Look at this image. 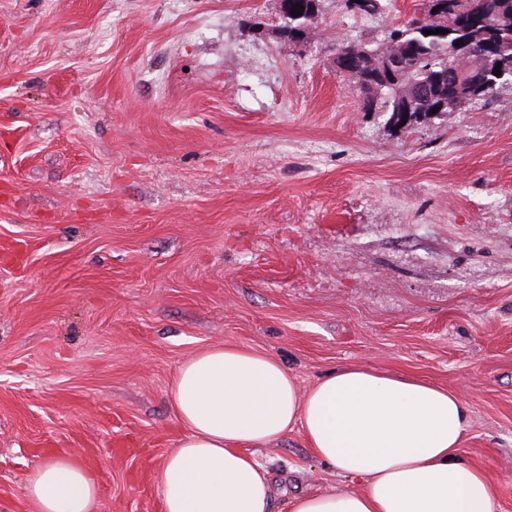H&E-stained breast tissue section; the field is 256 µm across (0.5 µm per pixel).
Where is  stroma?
Returning <instances> with one entry per match:
<instances>
[{
    "mask_svg": "<svg viewBox=\"0 0 512 512\" xmlns=\"http://www.w3.org/2000/svg\"><path fill=\"white\" fill-rule=\"evenodd\" d=\"M424 3L321 0L297 48L281 0H0V512L59 452L159 512L170 382L224 341L458 392L512 512V85L400 126L333 63ZM258 456L273 512L359 487L297 430ZM346 8L354 14L376 16L385 14L390 8V2L383 0H344ZM354 2V3H353Z\"/></svg>",
    "mask_w": 512,
    "mask_h": 512,
    "instance_id": "1",
    "label": "stroma"
}]
</instances>
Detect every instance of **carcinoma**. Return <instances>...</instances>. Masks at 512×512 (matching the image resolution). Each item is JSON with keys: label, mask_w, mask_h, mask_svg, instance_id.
<instances>
[{"label": "carcinoma", "mask_w": 512, "mask_h": 512, "mask_svg": "<svg viewBox=\"0 0 512 512\" xmlns=\"http://www.w3.org/2000/svg\"><path fill=\"white\" fill-rule=\"evenodd\" d=\"M288 9L301 5L302 15L294 18L293 26L308 28L311 18L318 16L320 0H282ZM444 10L435 14L430 3L424 10L390 30L389 38L403 43V51L397 61V70L406 76L408 90L401 92L395 86H385L378 80L365 77L362 80L351 77L355 91L366 112L396 113L401 102L409 103L417 115L425 109V97L439 91L447 93V112H461L473 101L488 97L495 88L509 80L506 74L499 78L494 75L497 64H512V0H439ZM346 8L363 16L385 14L390 3L383 0H345ZM442 29L444 33L426 35V30ZM468 39L475 47L473 64L484 71L487 90L475 96L468 89L465 71L450 66L451 53L456 41ZM351 49L361 69L366 71L365 58L374 49L367 44L339 43L336 51Z\"/></svg>", "instance_id": "carcinoma-1"}]
</instances>
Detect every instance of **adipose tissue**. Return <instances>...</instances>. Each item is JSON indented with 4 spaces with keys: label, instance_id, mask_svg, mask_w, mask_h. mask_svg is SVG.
I'll return each mask as SVG.
<instances>
[{
    "label": "adipose tissue",
    "instance_id": "ef3b65f1",
    "mask_svg": "<svg viewBox=\"0 0 512 512\" xmlns=\"http://www.w3.org/2000/svg\"><path fill=\"white\" fill-rule=\"evenodd\" d=\"M169 400L181 435L159 470L162 512H271L257 451L296 428L363 488L299 494L288 512H499L485 471L463 459L467 402L427 380L346 364L303 390L278 360L224 342L180 364ZM26 497L32 512H97V480L55 455Z\"/></svg>",
    "mask_w": 512,
    "mask_h": 512
}]
</instances>
